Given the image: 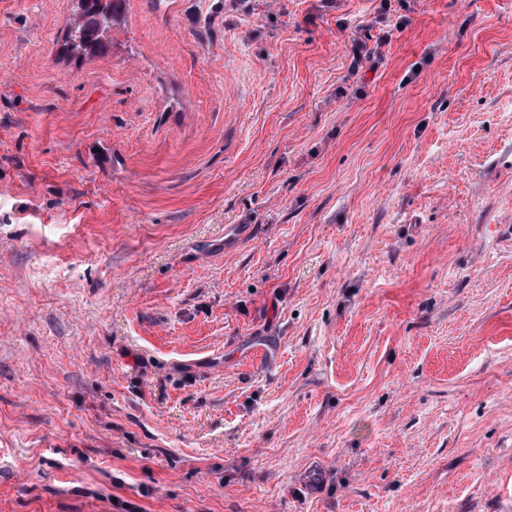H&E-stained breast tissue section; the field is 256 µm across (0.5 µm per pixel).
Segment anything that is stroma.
Instances as JSON below:
<instances>
[{"mask_svg":"<svg viewBox=\"0 0 512 512\" xmlns=\"http://www.w3.org/2000/svg\"><path fill=\"white\" fill-rule=\"evenodd\" d=\"M75 14L0 0V512H512V0ZM107 12L103 13L102 21H97L94 27H88L83 22V16H76L74 19L73 31L71 32L70 50L75 52H83L85 50L99 51L104 48V33L108 26L112 24V18L117 13V4H121L123 0H107ZM110 23V24H109Z\"/></svg>","mask_w":512,"mask_h":512,"instance_id":"stroma-1","label":"stroma"}]
</instances>
